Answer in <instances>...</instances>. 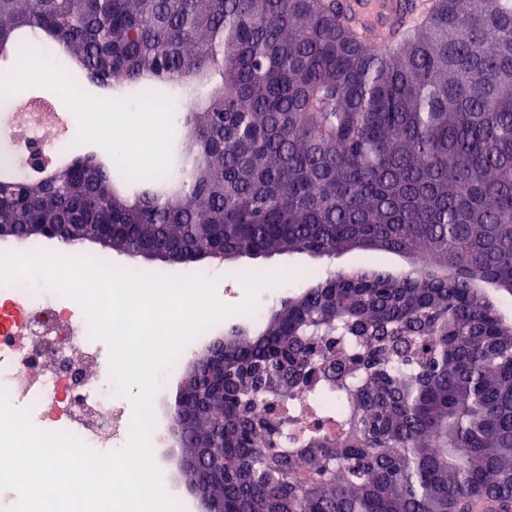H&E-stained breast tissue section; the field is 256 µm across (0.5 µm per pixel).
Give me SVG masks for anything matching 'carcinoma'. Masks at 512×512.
Wrapping results in <instances>:
<instances>
[{"label":"carcinoma","instance_id":"1","mask_svg":"<svg viewBox=\"0 0 512 512\" xmlns=\"http://www.w3.org/2000/svg\"><path fill=\"white\" fill-rule=\"evenodd\" d=\"M50 47L108 92L176 103L163 173L72 144L0 149V225L70 224L164 264L392 252L233 325L176 405L224 512H458L512 503V0H434L387 49L344 0H0V52Z\"/></svg>","mask_w":512,"mask_h":512}]
</instances>
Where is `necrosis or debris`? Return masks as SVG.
<instances>
[{
    "instance_id": "1",
    "label": "necrosis or debris",
    "mask_w": 512,
    "mask_h": 512,
    "mask_svg": "<svg viewBox=\"0 0 512 512\" xmlns=\"http://www.w3.org/2000/svg\"><path fill=\"white\" fill-rule=\"evenodd\" d=\"M0 110L21 118L13 142L25 154L61 150L46 142L47 122L27 96H1ZM0 390L46 432L94 451L118 449L129 437L132 417L110 379L105 343L74 299L41 284H0Z\"/></svg>"
}]
</instances>
